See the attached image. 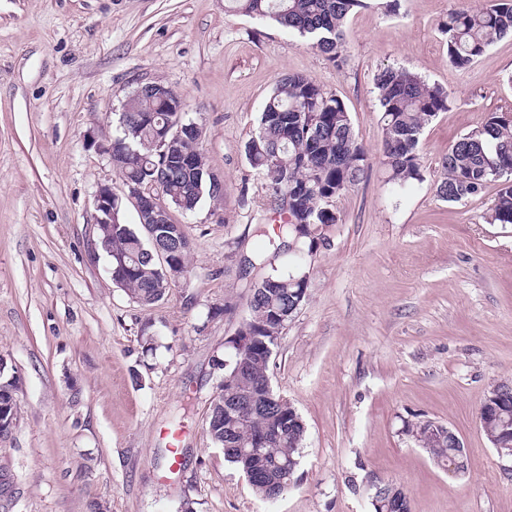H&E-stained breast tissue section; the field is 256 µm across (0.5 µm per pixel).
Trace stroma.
<instances>
[{"instance_id": "stroma-1", "label": "stroma", "mask_w": 512, "mask_h": 512, "mask_svg": "<svg viewBox=\"0 0 512 512\" xmlns=\"http://www.w3.org/2000/svg\"><path fill=\"white\" fill-rule=\"evenodd\" d=\"M453 0H368L348 20L346 62L224 0H0V378L14 380L0 437V512H373V485L401 486L411 512H512V471L479 408L512 383V225L487 223L498 186L449 203L442 157L491 112L512 111V38L468 69L439 31ZM412 69L454 98L426 126L423 182L390 181L380 162L375 76ZM345 102L369 162L335 202L339 223L313 253L251 258L278 224L267 180L244 146L287 74ZM186 100L224 198L177 214L190 270L144 307L116 288L97 241L95 196L123 183L105 145L139 84ZM302 267L307 297L283 330L271 386L306 437L288 490L257 497L206 430L249 315L252 286ZM155 337L156 351L143 350ZM450 426L468 450L454 474L406 432ZM181 433L171 454L166 430ZM15 386L9 389L1 390L0 400V436L6 434L15 424L17 418L16 408L14 407Z\"/></svg>"}]
</instances>
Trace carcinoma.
<instances>
[{
	"instance_id": "obj_1",
	"label": "carcinoma",
	"mask_w": 512,
	"mask_h": 512,
	"mask_svg": "<svg viewBox=\"0 0 512 512\" xmlns=\"http://www.w3.org/2000/svg\"><path fill=\"white\" fill-rule=\"evenodd\" d=\"M229 8L257 22L272 20L282 28L311 41L336 68L344 62V29L348 18L366 7V0H227ZM441 24L450 64L466 69L498 40L512 37V0H487L475 6L471 0H456ZM382 112V164L391 180L401 185L424 181L420 142L425 126L439 113L448 111L452 97L438 84H430L405 67H387L375 77ZM182 100L166 85L157 83L133 95L119 113V135L112 139L113 167L128 184H147L158 171L165 200L191 212L202 198H217L207 165L187 164L202 151L195 136L178 144L177 153L163 157L158 144L167 127L181 121L186 112L175 107ZM249 165L270 182L274 209L288 204L294 221L280 226L311 252L316 232L339 222L336 198L359 184L369 168L368 156L358 142L344 101L324 91L311 78L289 74L282 78L266 100L258 117L257 130L245 144ZM445 177L437 184V195L450 203L481 195L488 184L500 188L487 211L490 224H512V120L492 112L482 128L460 137L442 158ZM125 202H113L116 224L98 230V247L110 256L112 267L123 257L132 270L122 272L115 284L139 305L150 307L163 300L174 279L170 264L155 257L154 239L169 234L188 246L177 262L189 270L191 239L182 224H155V236L145 225L129 224L124 218ZM306 274L277 273L263 281L249 300L248 318L257 341L251 350L248 372L235 384L219 387L211 401L207 432L212 442L224 449L228 461L242 471L258 469L265 480L254 493L271 499L275 487L288 484L299 466V449L306 428L288 401L267 393L264 385L271 354L264 348L270 337L296 313V303L306 297ZM248 396L261 410L247 423L238 424L224 406ZM276 430L279 439L266 448H252L249 437Z\"/></svg>"
}]
</instances>
